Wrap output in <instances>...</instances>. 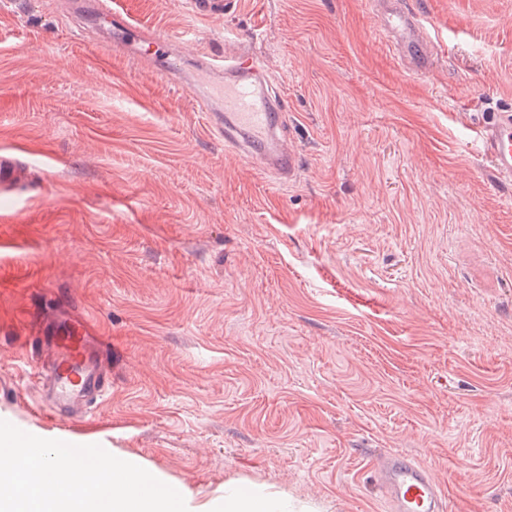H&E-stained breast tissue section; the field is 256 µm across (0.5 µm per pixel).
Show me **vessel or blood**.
I'll use <instances>...</instances> for the list:
<instances>
[{
    "label": "vessel or blood",
    "mask_w": 512,
    "mask_h": 512,
    "mask_svg": "<svg viewBox=\"0 0 512 512\" xmlns=\"http://www.w3.org/2000/svg\"><path fill=\"white\" fill-rule=\"evenodd\" d=\"M367 5L380 18L382 32L393 42L402 65L427 72L434 60L420 16L405 10L401 0H367ZM68 6L76 13L93 11L106 23L113 48L148 65L163 60L171 73L181 69L182 61L172 56L166 39L142 29L127 14L112 8L110 0H69ZM196 64L194 75L183 85L225 146L260 171L294 176L298 160L284 131V101L269 91L259 59L242 50L202 54ZM481 137L494 181L512 184V113H494ZM24 179L17 158L1 152L0 190H9ZM29 318L34 329L29 351L41 362L35 373L41 397L34 411L51 426L66 410L85 407L106 395L108 349L92 344L93 326L67 306L34 309ZM375 474L391 512H446V494L428 465L390 452L381 458Z\"/></svg>",
    "instance_id": "b4317fda"
}]
</instances>
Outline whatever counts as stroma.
Segmentation results:
<instances>
[{"mask_svg":"<svg viewBox=\"0 0 512 512\" xmlns=\"http://www.w3.org/2000/svg\"><path fill=\"white\" fill-rule=\"evenodd\" d=\"M403 68L363 0H113L183 56L243 47L288 108L280 183L180 83L109 52L60 0H0V420L30 412V308L111 342L89 436L205 500L230 478L324 512H389L372 470L431 466L447 512H512V185L480 130L512 110V0H408ZM365 3L380 18L382 32L394 43L402 65L426 73L434 60L421 17L405 10L400 0H367ZM25 180V172L15 156L0 153V190H9Z\"/></svg>","mask_w":512,"mask_h":512,"instance_id":"obj_1","label":"stroma"}]
</instances>
